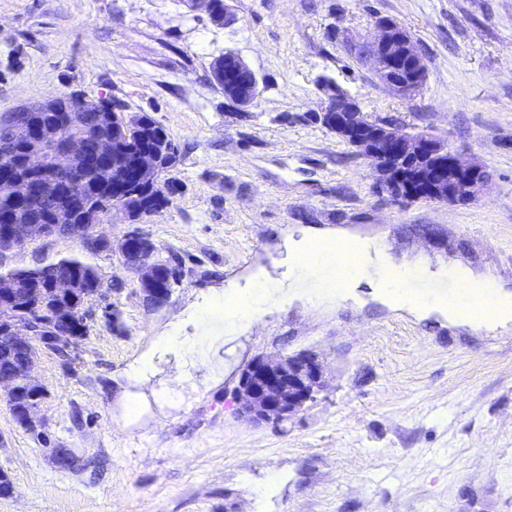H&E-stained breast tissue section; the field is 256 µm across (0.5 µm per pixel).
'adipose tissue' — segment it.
Returning a JSON list of instances; mask_svg holds the SVG:
<instances>
[{
	"instance_id": "obj_1",
	"label": "adipose tissue",
	"mask_w": 512,
	"mask_h": 512,
	"mask_svg": "<svg viewBox=\"0 0 512 512\" xmlns=\"http://www.w3.org/2000/svg\"><path fill=\"white\" fill-rule=\"evenodd\" d=\"M292 264L314 269L326 257H333L342 284L352 285L366 272L376 271L375 286L384 304L410 312L424 310L425 305L404 287L408 266H393L388 262V248L381 241L343 238L339 242L302 239L289 250ZM453 277L462 291L457 300L434 303L435 311L449 322L460 326H504L512 323V293L493 291L490 279L477 276L468 269L457 267Z\"/></svg>"
}]
</instances>
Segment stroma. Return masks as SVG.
Instances as JSON below:
<instances>
[{"instance_id": "stroma-1", "label": "stroma", "mask_w": 512, "mask_h": 512, "mask_svg": "<svg viewBox=\"0 0 512 512\" xmlns=\"http://www.w3.org/2000/svg\"><path fill=\"white\" fill-rule=\"evenodd\" d=\"M212 24L184 0H0V113L78 90L150 115L179 149L180 191L138 228L181 278L159 308L118 252L67 237L0 256L23 268L76 256L98 272L97 315L75 352L36 347L39 432L0 401V512H512V323L465 327L343 287L334 261L292 267L289 239H384L407 290L453 295L449 267L512 292V0H229ZM390 19L426 79L392 93L359 53ZM232 50L259 95L229 109L211 76ZM331 81L371 120L463 149L491 182L479 200L397 202L316 118ZM435 238L426 239L422 229ZM234 281L261 314L225 315ZM117 312L109 322L103 310ZM179 327L183 344L163 349ZM314 351L330 383L290 422L253 425L234 388L251 358ZM152 371L129 384L127 368ZM71 451L61 467L55 449Z\"/></svg>"}]
</instances>
